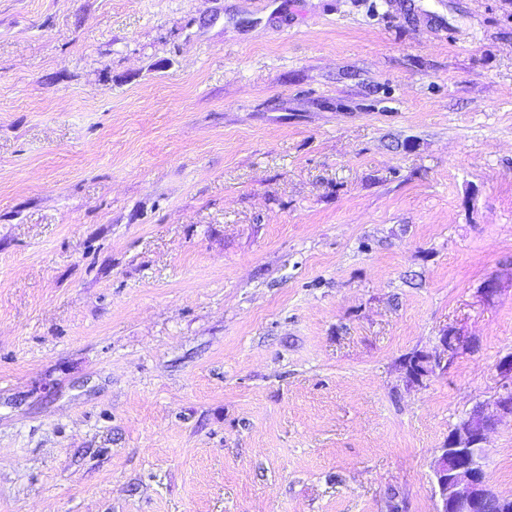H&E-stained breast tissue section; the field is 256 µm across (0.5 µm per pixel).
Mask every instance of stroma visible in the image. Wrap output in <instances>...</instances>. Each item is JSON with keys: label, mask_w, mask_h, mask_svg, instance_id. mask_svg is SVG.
<instances>
[{"label": "stroma", "mask_w": 512, "mask_h": 512, "mask_svg": "<svg viewBox=\"0 0 512 512\" xmlns=\"http://www.w3.org/2000/svg\"><path fill=\"white\" fill-rule=\"evenodd\" d=\"M511 354L512 0H0V512H436ZM439 343L442 348V355H424L423 364L420 369L413 371L406 368L408 378L411 381L419 382L430 372L446 367L448 365V359L453 358L460 350H465L469 346V341L465 336L448 330H445L439 337ZM441 364L445 365L442 366Z\"/></svg>", "instance_id": "stroma-1"}]
</instances>
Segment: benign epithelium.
I'll list each match as a JSON object with an SVG mask.
<instances>
[{
  "mask_svg": "<svg viewBox=\"0 0 512 512\" xmlns=\"http://www.w3.org/2000/svg\"><path fill=\"white\" fill-rule=\"evenodd\" d=\"M440 355H426L422 367L407 371L408 378L419 382L429 373L448 364V360L469 346L466 337L444 331L439 337ZM503 382L494 398L473 409L449 432L445 448L433 463L432 489L436 512H481L489 495L485 474L487 435L497 421L512 417V355L499 364Z\"/></svg>",
  "mask_w": 512,
  "mask_h": 512,
  "instance_id": "obj_1",
  "label": "benign epithelium"
}]
</instances>
